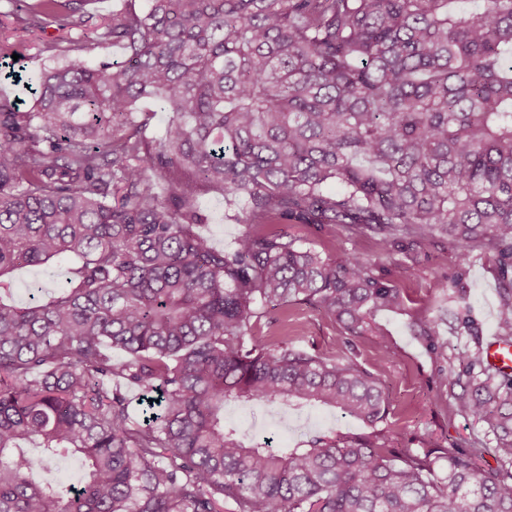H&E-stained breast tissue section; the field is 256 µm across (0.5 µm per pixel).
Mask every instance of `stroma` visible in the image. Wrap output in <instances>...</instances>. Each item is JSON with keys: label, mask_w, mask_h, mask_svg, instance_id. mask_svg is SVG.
Instances as JSON below:
<instances>
[{"label": "stroma", "mask_w": 512, "mask_h": 512, "mask_svg": "<svg viewBox=\"0 0 512 512\" xmlns=\"http://www.w3.org/2000/svg\"><path fill=\"white\" fill-rule=\"evenodd\" d=\"M29 0H0V45L9 44L18 59L16 69L32 75L40 68L54 65L55 60L45 52L46 43L61 39L55 29L20 35L12 33L8 25L13 12L23 9ZM208 216L200 233L207 236L219 249L234 247L245 230L238 224L235 212L226 207L219 193L207 192L198 199ZM290 236L303 240L322 255L336 259L355 252L367 259L378 273L393 281L405 294V305L396 312L379 314L394 355H384L372 336H348L333 320L314 307L298 303L288 310L268 309L257 321L256 335L286 332L298 345L309 352H319L339 358L355 360L359 366L377 379L390 404L387 430L393 443L399 447L419 448L424 441L437 440L448 448H478L482 451L484 466L495 467L499 458L495 439L487 425L473 422L457 408L451 382L461 376L462 368L455 360L458 351L474 348L473 337L446 331L440 336L442 348L432 353L413 336L408 323L417 316L433 315L438 306L455 310L453 292L463 291L467 307L476 319L481 337L497 332L499 315L498 278L489 257L479 256L466 267L458 266L439 245L432 244L407 258L404 254H389L379 245L377 234L359 231L345 224L314 232L308 225L286 224ZM444 281L447 292H440L436 284ZM305 416V426L293 429L289 442L310 435L336 431L339 434L359 433L363 427L357 421L326 407H307L302 411L261 404L229 406L224 417L227 424L237 427L246 438L265 437L269 426L280 418Z\"/></svg>", "instance_id": "stroma-1"}]
</instances>
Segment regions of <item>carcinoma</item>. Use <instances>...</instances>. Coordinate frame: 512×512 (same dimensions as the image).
<instances>
[{
  "label": "carcinoma",
  "instance_id": "1",
  "mask_svg": "<svg viewBox=\"0 0 512 512\" xmlns=\"http://www.w3.org/2000/svg\"><path fill=\"white\" fill-rule=\"evenodd\" d=\"M86 2L35 0L15 30L71 31ZM123 2L93 36L46 44L63 65L30 79L31 108L0 98V512H512V378L481 346L456 356L454 399L495 436L487 469L476 448L391 445L388 397L356 362L253 332L266 304L307 303L391 352L377 316L403 290L265 229L294 220L489 256L512 341V0ZM109 44L124 59L89 58ZM209 189L242 205L232 249L197 231ZM67 262V287L13 298L15 271ZM441 323L410 328L435 350ZM120 378L153 394L150 415ZM238 401L367 431L247 443L224 423ZM71 456L78 482L40 477Z\"/></svg>",
  "mask_w": 512,
  "mask_h": 512
}]
</instances>
